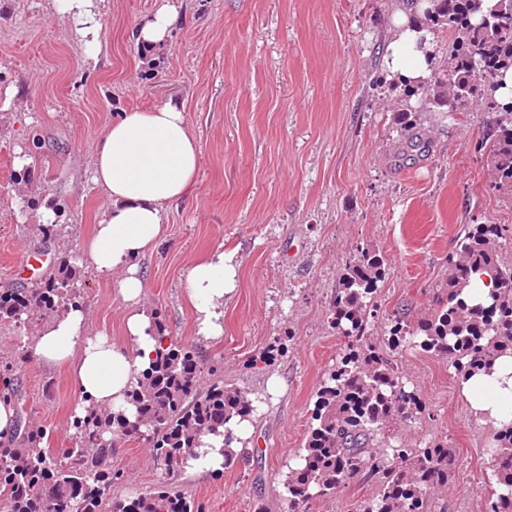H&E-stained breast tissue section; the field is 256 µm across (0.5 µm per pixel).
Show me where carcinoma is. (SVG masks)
<instances>
[{
	"instance_id": "1",
	"label": "carcinoma",
	"mask_w": 512,
	"mask_h": 512,
	"mask_svg": "<svg viewBox=\"0 0 512 512\" xmlns=\"http://www.w3.org/2000/svg\"><path fill=\"white\" fill-rule=\"evenodd\" d=\"M423 24L448 31L444 65L428 82L410 88L440 108L453 97L459 107L473 103L495 115L475 152L492 172L491 191L512 193V104L494 96L500 71L512 67V0H435ZM405 142L402 154L428 142L412 112L397 113ZM512 231L501 224H469L450 272L433 298L430 312L411 322L395 316L387 325V345L410 341L443 359L461 376L490 372L502 354L512 355V264L501 260L502 241ZM386 274L383 258L360 251L345 266L333 304L332 328L344 338L336 367L316 392L312 422L298 463L283 480L285 509L312 498L331 497L349 480L374 478L378 491L363 512H436L433 490L454 477L453 453L436 440L421 448L392 443L391 427L420 410L419 395L405 388L399 372L368 342L374 294ZM490 280V301L463 298L472 276ZM79 307L72 266L65 262L32 287L0 291V325L21 324L34 312ZM201 368L195 349L167 339L149 367L137 376L129 402L130 422L95 405L72 420L73 446L51 451L44 430L25 425L11 443L0 444V512H199L194 498L173 486L202 438L256 413L248 393L214 376L198 388ZM146 432L153 467L163 481L148 493L112 494L115 442ZM487 455L497 489L490 512H512V422L494 429Z\"/></svg>"
}]
</instances>
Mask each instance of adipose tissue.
I'll use <instances>...</instances> for the list:
<instances>
[{"mask_svg": "<svg viewBox=\"0 0 512 512\" xmlns=\"http://www.w3.org/2000/svg\"><path fill=\"white\" fill-rule=\"evenodd\" d=\"M53 7L76 24L87 54L96 55L101 31L96 0H53ZM392 26L386 70L397 80L427 79L435 30L414 21L407 8L394 14ZM199 161L200 147L186 116L172 104L129 110L112 121L93 149V181L109 207L80 261L100 275H117L127 344L121 347L105 334H91L84 310L71 309L51 319L27 349L28 356L44 366L71 363L82 394L130 420L135 409L127 395L135 373L148 367L159 345L153 320L142 305L146 280L139 261L163 238L164 209L189 194ZM236 277L233 253L220 247L189 270L185 291L200 338L223 335L224 299L234 292ZM459 388L480 423L496 426L512 419V356L498 360L490 374L461 379ZM250 432L248 423L234 426L229 445L220 436L204 437L188 470L202 474L223 469L225 447L240 449Z\"/></svg>", "mask_w": 512, "mask_h": 512, "instance_id": "ef3b65f1", "label": "adipose tissue"}]
</instances>
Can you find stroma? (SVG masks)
I'll use <instances>...</instances> for the list:
<instances>
[{"mask_svg":"<svg viewBox=\"0 0 512 512\" xmlns=\"http://www.w3.org/2000/svg\"><path fill=\"white\" fill-rule=\"evenodd\" d=\"M167 3L182 21L167 44L146 48L136 28ZM397 7V0H101L102 42L92 59L52 0H0V103H10L0 106V289L31 285L84 247L107 208L91 180L92 147L122 112L173 103L199 142L196 183L166 209V235L141 266L143 303L171 338L262 400L247 466L176 477L205 512H253L256 499L282 512L288 462L344 350L330 325L339 279L363 249L386 267L371 340L425 405L394 436L455 448V476L440 504L486 512L491 427L470 414L447 360L386 347L384 331L391 316L414 320L430 307L467 225L512 226V195L487 188L474 146L490 116L477 108L418 112L429 150L401 158L396 113L406 88L378 56ZM18 195L29 203L23 223L11 205ZM59 204L62 230L49 243L42 214ZM219 245L236 254V290L224 302L223 336L204 341L195 334L186 274ZM76 281L91 330L124 344L125 306L113 277L82 266ZM42 326L34 318L5 328L0 361L14 365L27 420L59 448L70 442L81 394L69 365L47 368L27 357ZM112 472L117 496L152 490L160 479L148 444L135 439L118 443ZM377 488L358 477L300 512H355Z\"/></svg>","mask_w":512,"mask_h":512,"instance_id":"35a3bbf8","label":"stroma"}]
</instances>
